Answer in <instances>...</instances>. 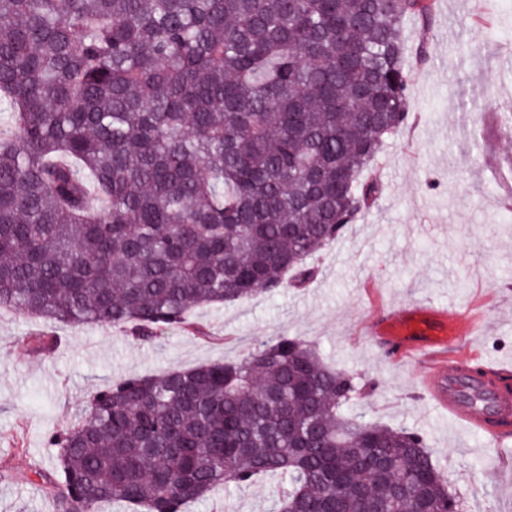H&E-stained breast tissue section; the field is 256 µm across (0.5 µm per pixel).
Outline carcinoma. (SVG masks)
<instances>
[{
	"label": "carcinoma",
	"mask_w": 512,
	"mask_h": 512,
	"mask_svg": "<svg viewBox=\"0 0 512 512\" xmlns=\"http://www.w3.org/2000/svg\"><path fill=\"white\" fill-rule=\"evenodd\" d=\"M431 0H0V307L200 333L196 307L300 284L380 192L409 121L403 22ZM300 339L93 390L48 434L54 512H182L227 482L267 512H462L421 434Z\"/></svg>",
	"instance_id": "1"
}]
</instances>
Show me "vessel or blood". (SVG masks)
<instances>
[{
    "instance_id": "obj_1",
    "label": "vessel or blood",
    "mask_w": 512,
    "mask_h": 512,
    "mask_svg": "<svg viewBox=\"0 0 512 512\" xmlns=\"http://www.w3.org/2000/svg\"><path fill=\"white\" fill-rule=\"evenodd\" d=\"M415 314L448 321L452 327L450 334L420 345L414 357L423 369L421 379L431 400L489 447H504L512 440V390L502 384V370L475 357L457 356L459 348L477 330L481 314L469 307L450 313L430 302L410 304L406 313L392 317L399 344H408L414 334L411 317Z\"/></svg>"
}]
</instances>
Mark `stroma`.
I'll use <instances>...</instances> for the list:
<instances>
[{
	"mask_svg": "<svg viewBox=\"0 0 512 512\" xmlns=\"http://www.w3.org/2000/svg\"><path fill=\"white\" fill-rule=\"evenodd\" d=\"M404 35L410 123L368 171L381 193L312 257L306 286L197 308L201 338L171 327L137 342L116 328L0 311V512H53L39 478L55 467L44 438L70 423L93 389L238 361L270 336L300 338L337 368L377 380L353 415L420 432L464 512H512V446L483 451L480 437L429 399L413 361L360 329L378 305L429 301L452 311L496 301L484 335L461 354L512 366V208L499 205L488 171L494 159L512 164V147L480 131L498 93L512 91V0H434L430 24L408 17ZM41 331L59 336L58 346L34 351L27 340ZM276 485L230 483L188 512H261Z\"/></svg>",
	"mask_w": 512,
	"mask_h": 512,
	"instance_id": "1",
	"label": "stroma"
}]
</instances>
